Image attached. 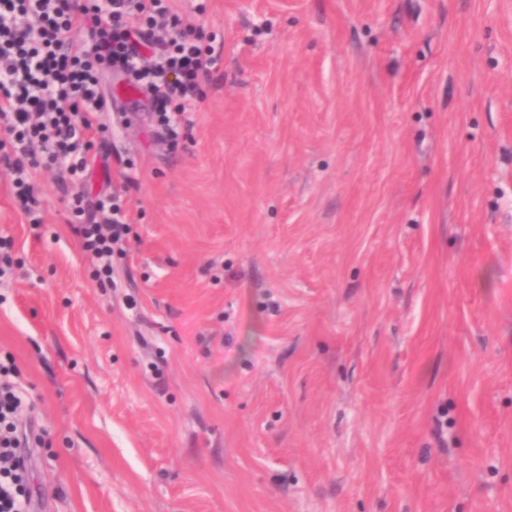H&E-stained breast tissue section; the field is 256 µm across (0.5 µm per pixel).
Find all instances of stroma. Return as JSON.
<instances>
[{"label":"stroma","mask_w":512,"mask_h":512,"mask_svg":"<svg viewBox=\"0 0 512 512\" xmlns=\"http://www.w3.org/2000/svg\"><path fill=\"white\" fill-rule=\"evenodd\" d=\"M166 4L223 61L174 140L106 74L111 282L0 166L37 512H512V0Z\"/></svg>","instance_id":"obj_1"}]
</instances>
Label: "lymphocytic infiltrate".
Segmentation results:
<instances>
[{"instance_id":"f902f5d3","label":"lymphocytic infiltrate","mask_w":512,"mask_h":512,"mask_svg":"<svg viewBox=\"0 0 512 512\" xmlns=\"http://www.w3.org/2000/svg\"><path fill=\"white\" fill-rule=\"evenodd\" d=\"M75 34L85 47L73 44ZM221 61L214 47L191 40L164 0H0V164L14 172L26 209L39 204L28 169L66 159L65 191L92 165L108 169L109 153L93 149L103 129L92 116L107 108L103 71L125 75L157 125L173 135ZM71 209L97 276L110 277L113 246L128 231L126 212L109 190L74 192ZM21 407L13 385L0 379V512H31Z\"/></svg>"}]
</instances>
